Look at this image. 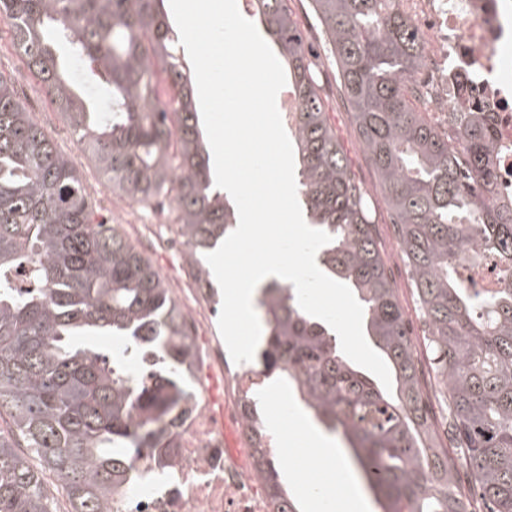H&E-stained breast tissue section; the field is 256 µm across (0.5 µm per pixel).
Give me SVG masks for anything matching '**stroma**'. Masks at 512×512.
<instances>
[{"label":"stroma","mask_w":512,"mask_h":512,"mask_svg":"<svg viewBox=\"0 0 512 512\" xmlns=\"http://www.w3.org/2000/svg\"><path fill=\"white\" fill-rule=\"evenodd\" d=\"M288 7L300 29L317 49L318 57L315 61L314 73L317 82L328 97V120L336 131L353 174L372 195L370 208L387 272L398 288L399 302L412 323L415 336L423 337L425 327L415 302L411 277L398 246L397 230L391 222L389 208L378 186L375 171L366 157L362 141L349 112L348 103L339 88L336 65L324 42L320 22L312 10L310 0H288ZM0 75L9 81L25 105L32 106L33 102L45 101V108L34 109L32 116L58 150L71 159L82 175L96 204L99 220L107 224L122 225L126 232L143 243L156 269H171L172 274L167 282L180 299L185 312L192 315L194 324L199 327V335H219L218 317L214 315L212 307L199 309L194 305L192 294L195 285L189 275V267L185 259L178 253L163 250L158 244L157 233H150L144 229L141 220L149 216V209L135 203L126 204L124 198L113 195L103 185L97 170L88 162L86 155L78 149L71 128L56 107L47 103L45 88L33 78L25 63L14 51L11 44L10 23L1 15ZM287 446L288 460L280 468L281 481L295 503L297 512H310L308 501L300 490L301 483L333 472L335 466L327 459H312L310 449L306 448L300 440H289Z\"/></svg>","instance_id":"35a3bbf8"}]
</instances>
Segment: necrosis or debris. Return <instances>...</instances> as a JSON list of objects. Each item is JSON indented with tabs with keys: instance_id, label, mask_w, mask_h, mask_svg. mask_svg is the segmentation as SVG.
<instances>
[{
	"instance_id": "4bbe7bcc",
	"label": "necrosis or debris",
	"mask_w": 512,
	"mask_h": 512,
	"mask_svg": "<svg viewBox=\"0 0 512 512\" xmlns=\"http://www.w3.org/2000/svg\"><path fill=\"white\" fill-rule=\"evenodd\" d=\"M425 33L419 69L411 78L433 121L449 111L489 115L495 150L493 199L512 204V0H398ZM211 349L197 357L201 392L173 463L159 469L149 454L133 463L134 481L115 512H274L254 461L224 446L223 409L207 378Z\"/></svg>"
}]
</instances>
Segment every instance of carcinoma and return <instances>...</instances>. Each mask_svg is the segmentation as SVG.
Segmentation results:
<instances>
[{
    "mask_svg": "<svg viewBox=\"0 0 512 512\" xmlns=\"http://www.w3.org/2000/svg\"><path fill=\"white\" fill-rule=\"evenodd\" d=\"M298 103L290 128L297 194L332 237L319 264L357 292L395 393L356 369L336 335L271 282L256 308L258 357L342 436L380 493L381 512H512V287L472 288L459 269L493 256L512 268V207L492 200L491 119L452 112L454 136L410 83L425 40L398 0H312L365 153L378 176L427 327V355L459 454L438 446L417 380L413 331L355 179L327 119L315 63L288 0H251ZM163 0H0L12 46L64 116L112 194L168 201L190 275L213 303L202 258L236 229L214 186L191 70ZM79 63L82 78L73 75ZM101 93L91 98L86 86ZM82 177L0 75V512H113L133 454L164 464L198 394L193 326L158 270L97 220ZM27 267L33 286L12 276ZM77 336H117L107 357ZM151 358L131 377L130 361ZM258 474L277 512H296L256 404L241 402ZM464 470L469 485L460 484Z\"/></svg>",
    "mask_w": 512,
    "mask_h": 512,
    "instance_id": "obj_1",
    "label": "carcinoma"
}]
</instances>
